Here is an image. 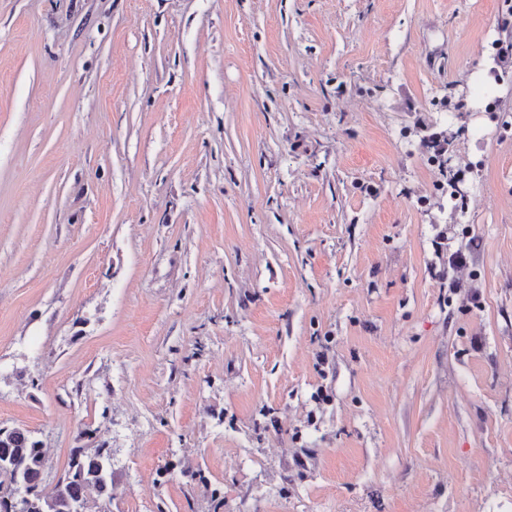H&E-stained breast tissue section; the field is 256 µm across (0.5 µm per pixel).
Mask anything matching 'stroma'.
<instances>
[{"label": "stroma", "mask_w": 512, "mask_h": 512, "mask_svg": "<svg viewBox=\"0 0 512 512\" xmlns=\"http://www.w3.org/2000/svg\"><path fill=\"white\" fill-rule=\"evenodd\" d=\"M509 38L512 0H0L43 495L103 444L92 512H512Z\"/></svg>", "instance_id": "obj_1"}]
</instances>
